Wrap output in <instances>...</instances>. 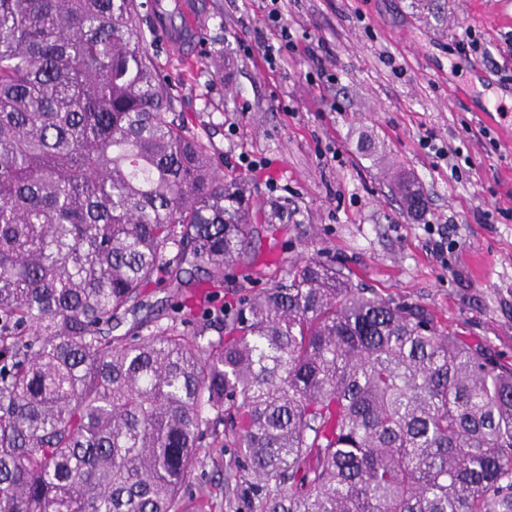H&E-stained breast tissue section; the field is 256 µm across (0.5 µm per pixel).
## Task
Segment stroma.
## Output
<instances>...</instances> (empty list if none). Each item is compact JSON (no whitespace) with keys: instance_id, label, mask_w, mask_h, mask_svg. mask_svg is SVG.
Here are the masks:
<instances>
[{"instance_id":"obj_1","label":"stroma","mask_w":512,"mask_h":512,"mask_svg":"<svg viewBox=\"0 0 512 512\" xmlns=\"http://www.w3.org/2000/svg\"><path fill=\"white\" fill-rule=\"evenodd\" d=\"M263 2L190 0L204 25L192 62L148 46L275 247L265 275L225 281V300L312 257L512 366V0H436L429 14L412 0H286L297 39L325 46L326 90L302 54L265 65ZM442 145L454 155L437 157ZM393 164L417 182L419 213L393 191ZM234 455L201 449L179 512H246L226 483Z\"/></svg>"}]
</instances>
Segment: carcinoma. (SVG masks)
<instances>
[{
	"label": "carcinoma",
	"mask_w": 512,
	"mask_h": 512,
	"mask_svg": "<svg viewBox=\"0 0 512 512\" xmlns=\"http://www.w3.org/2000/svg\"><path fill=\"white\" fill-rule=\"evenodd\" d=\"M146 9L0 0V512H177L207 437L250 512H512L486 346L313 258L222 299L266 244ZM160 284L168 323L112 335Z\"/></svg>",
	"instance_id": "cac0c4a2"
}]
</instances>
